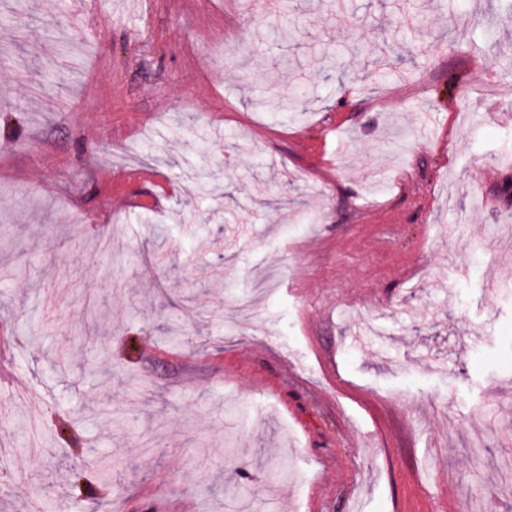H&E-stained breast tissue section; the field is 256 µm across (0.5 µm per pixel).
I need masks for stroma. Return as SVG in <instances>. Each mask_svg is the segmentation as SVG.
Instances as JSON below:
<instances>
[{"mask_svg":"<svg viewBox=\"0 0 512 512\" xmlns=\"http://www.w3.org/2000/svg\"><path fill=\"white\" fill-rule=\"evenodd\" d=\"M492 76L512 0H0V512H512ZM308 95L309 93L305 95L293 92H289L288 94L279 92L272 93V97L275 99L277 106L275 115L281 118H294L295 113L299 112L301 102H304Z\"/></svg>","mask_w":512,"mask_h":512,"instance_id":"35a3bbf8","label":"stroma"}]
</instances>
